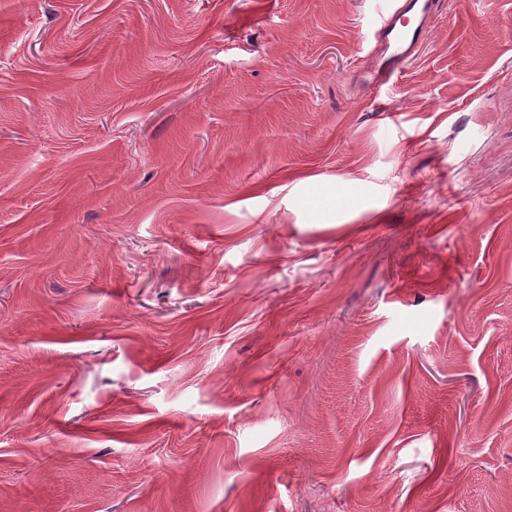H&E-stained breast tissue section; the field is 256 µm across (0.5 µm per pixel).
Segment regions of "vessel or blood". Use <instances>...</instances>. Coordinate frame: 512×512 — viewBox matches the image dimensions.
<instances>
[{
    "label": "vessel or blood",
    "mask_w": 512,
    "mask_h": 512,
    "mask_svg": "<svg viewBox=\"0 0 512 512\" xmlns=\"http://www.w3.org/2000/svg\"><path fill=\"white\" fill-rule=\"evenodd\" d=\"M434 7L435 0H382L377 33L384 50L374 63L373 82L386 80L413 60Z\"/></svg>",
    "instance_id": "1"
}]
</instances>
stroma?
Masks as SVG:
<instances>
[{"label":"stroma","instance_id":"1","mask_svg":"<svg viewBox=\"0 0 512 512\" xmlns=\"http://www.w3.org/2000/svg\"><path fill=\"white\" fill-rule=\"evenodd\" d=\"M0 0V512H512V0ZM377 33L383 52L372 69V81L379 83L400 71L415 57L423 43L425 28L435 7L434 0H381Z\"/></svg>","mask_w":512,"mask_h":512}]
</instances>
